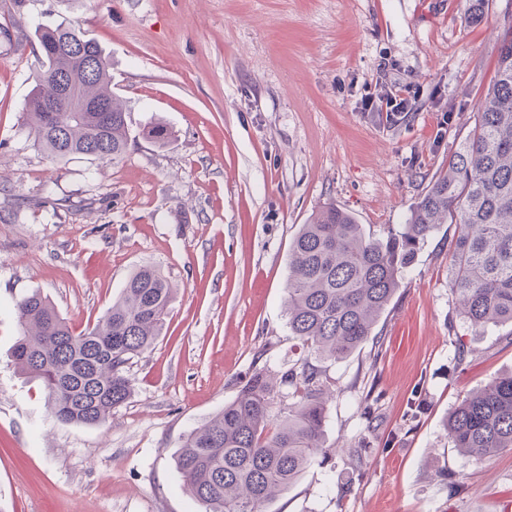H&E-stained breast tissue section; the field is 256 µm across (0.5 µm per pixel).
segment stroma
Wrapping results in <instances>:
<instances>
[{"label": "stroma", "mask_w": 512, "mask_h": 512, "mask_svg": "<svg viewBox=\"0 0 512 512\" xmlns=\"http://www.w3.org/2000/svg\"><path fill=\"white\" fill-rule=\"evenodd\" d=\"M62 19L112 61L131 136L118 161L53 160L24 124L35 26ZM0 27V512H201L176 453L242 379L287 370L300 225L329 201L374 234L405 223L475 123L512 0H485L477 24L467 0H0ZM405 84L398 124L361 111ZM156 120L173 131L161 146L142 135ZM455 231L417 253L373 339L322 363L339 451L266 512H512V451L471 460L444 428L512 372V325L458 312ZM144 266L178 290L130 398L98 428L57 422L9 361L15 301L40 292L79 331Z\"/></svg>", "instance_id": "1"}]
</instances>
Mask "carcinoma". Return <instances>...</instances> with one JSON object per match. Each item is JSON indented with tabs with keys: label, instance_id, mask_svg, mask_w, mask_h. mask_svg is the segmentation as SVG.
<instances>
[{
	"label": "carcinoma",
	"instance_id": "cac0c4a2",
	"mask_svg": "<svg viewBox=\"0 0 512 512\" xmlns=\"http://www.w3.org/2000/svg\"><path fill=\"white\" fill-rule=\"evenodd\" d=\"M43 69L26 102L33 145L52 158L117 161L129 129L112 94L111 63L99 43L60 23L35 32ZM109 112H47L56 79ZM163 145L169 126L143 132ZM442 224L456 225L448 248V281L460 314L473 328L512 324V33L501 41L494 76L477 119L410 211L407 224L378 236L334 203L322 206L295 236L288 260L286 317L302 348L322 361L345 359L373 336L401 275ZM175 286L160 271L134 272L93 325L77 332L38 291L15 302L21 329L12 358L39 380L61 424L99 427L132 392L129 364L152 350L165 326ZM298 401L271 414L277 381ZM325 383L305 359L280 378L259 369L224 410L183 439L176 455L182 487L205 512H264L291 487L324 446ZM448 436L461 453L489 458L512 450V373L492 378L448 416Z\"/></svg>",
	"mask_w": 512,
	"mask_h": 512
}]
</instances>
